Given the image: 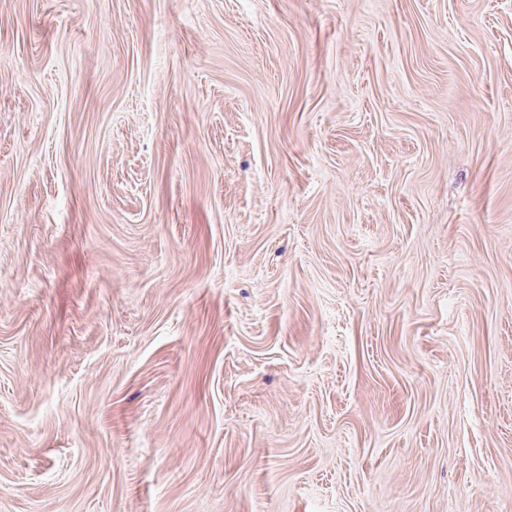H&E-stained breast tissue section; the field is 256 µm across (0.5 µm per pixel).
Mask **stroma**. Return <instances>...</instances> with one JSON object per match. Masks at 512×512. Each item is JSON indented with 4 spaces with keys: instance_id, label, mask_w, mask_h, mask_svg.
<instances>
[{
    "instance_id": "obj_1",
    "label": "stroma",
    "mask_w": 512,
    "mask_h": 512,
    "mask_svg": "<svg viewBox=\"0 0 512 512\" xmlns=\"http://www.w3.org/2000/svg\"><path fill=\"white\" fill-rule=\"evenodd\" d=\"M0 512H512V0H0Z\"/></svg>"
}]
</instances>
